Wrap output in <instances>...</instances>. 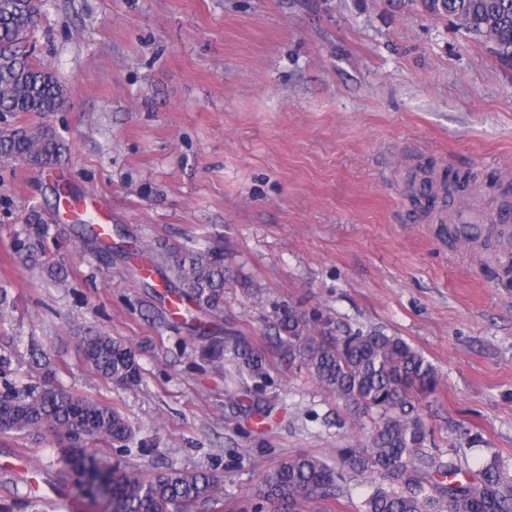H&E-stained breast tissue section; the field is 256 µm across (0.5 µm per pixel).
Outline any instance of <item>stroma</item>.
<instances>
[{
  "label": "stroma",
  "instance_id": "1",
  "mask_svg": "<svg viewBox=\"0 0 512 512\" xmlns=\"http://www.w3.org/2000/svg\"><path fill=\"white\" fill-rule=\"evenodd\" d=\"M28 50L66 88L50 126L95 220L120 229L109 255L80 244L43 170L0 162V387L34 375L29 342L60 386L117 404L135 431L112 463L141 477L199 469L237 512L283 457H330L359 439L349 411L289 364L272 336L290 304L401 336L437 367L423 402L440 448L468 473L512 456V280L493 251L456 245L437 212L512 204V69L423 0H42ZM470 175L476 191L445 192ZM49 232L17 251L28 217ZM224 257V316L197 332L134 275L154 243ZM63 266L57 279L53 266ZM235 329L264 349L265 428L227 404L224 376L197 353ZM131 346L135 390L86 365L81 336ZM50 430L0 434V503L94 512L58 489Z\"/></svg>",
  "mask_w": 512,
  "mask_h": 512
}]
</instances>
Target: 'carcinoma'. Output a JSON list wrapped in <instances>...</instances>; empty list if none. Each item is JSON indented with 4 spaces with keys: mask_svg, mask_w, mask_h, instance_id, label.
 Wrapping results in <instances>:
<instances>
[{
    "mask_svg": "<svg viewBox=\"0 0 512 512\" xmlns=\"http://www.w3.org/2000/svg\"><path fill=\"white\" fill-rule=\"evenodd\" d=\"M426 8L448 17L471 39L489 40L499 57L512 58V0H433ZM39 10L33 0H0V113H51L62 109L66 90L43 64L20 51L34 33ZM65 141L45 127L0 128V161L24 160L56 167ZM82 243L112 251V234L102 238L90 220L76 222ZM48 233L41 218L16 243L28 251ZM151 264L165 294L180 304L186 325L201 316L222 318L224 263L210 248L165 249ZM276 339L288 361L305 367L336 400L355 411L353 425L373 424L363 442L338 450L339 461L299 452L261 476L255 512H322L311 505L343 491L347 474L372 477L357 512H512V458L499 455L483 472L461 479V461L435 443L421 403L437 392L436 367L405 339L381 329L332 327V320L290 305L272 316ZM90 368L123 389L142 382L132 347L103 332L81 337ZM200 360L215 370L233 366L231 382L248 397L234 400L249 418L268 417L257 393L266 387L269 362L263 350L232 330L210 336ZM48 428L64 438L57 449L65 483L74 498L105 504V512H220L224 488L203 470L168 469L150 478L127 474L89 448H108L133 439V428L112 405L88 399L54 383L53 371L8 388L0 397V433Z\"/></svg>",
    "mask_w": 512,
    "mask_h": 512,
    "instance_id": "1",
    "label": "carcinoma"
}]
</instances>
